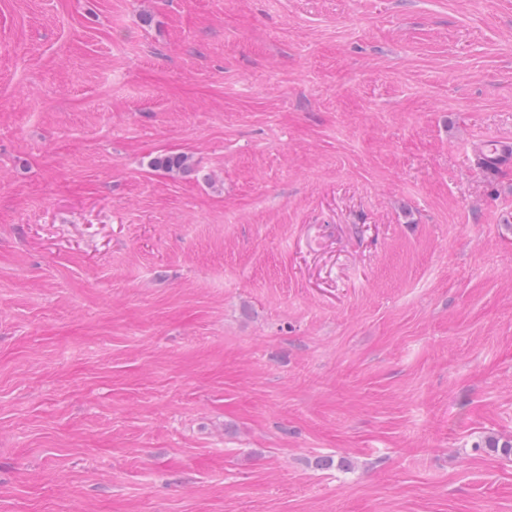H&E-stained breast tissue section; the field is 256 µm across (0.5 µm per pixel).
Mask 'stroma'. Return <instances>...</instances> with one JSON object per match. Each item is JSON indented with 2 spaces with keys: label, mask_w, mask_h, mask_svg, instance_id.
I'll list each match as a JSON object with an SVG mask.
<instances>
[{
  "label": "stroma",
  "mask_w": 512,
  "mask_h": 512,
  "mask_svg": "<svg viewBox=\"0 0 512 512\" xmlns=\"http://www.w3.org/2000/svg\"><path fill=\"white\" fill-rule=\"evenodd\" d=\"M497 134L512 0H0V512H512ZM476 149L485 158L487 170L502 171L510 168L512 164V137L511 135H497L489 139H479L475 143ZM474 146L467 148V154L473 152Z\"/></svg>",
  "instance_id": "obj_1"
}]
</instances>
